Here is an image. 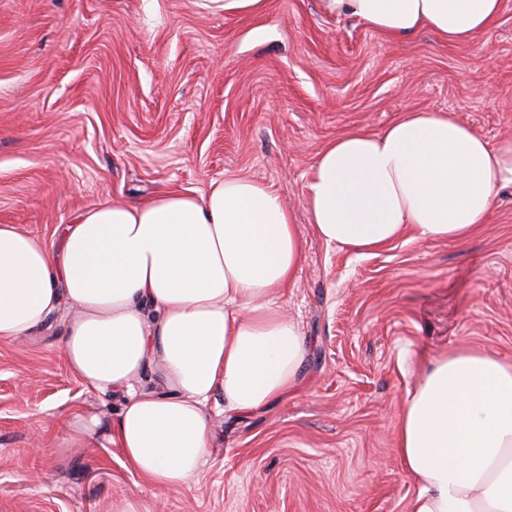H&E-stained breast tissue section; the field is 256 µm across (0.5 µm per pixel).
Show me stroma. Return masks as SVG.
Returning <instances> with one entry per match:
<instances>
[{
	"label": "stroma",
	"instance_id": "35a3bbf8",
	"mask_svg": "<svg viewBox=\"0 0 512 512\" xmlns=\"http://www.w3.org/2000/svg\"><path fill=\"white\" fill-rule=\"evenodd\" d=\"M437 109L512 137V0L462 44L390 41L319 0L257 16L220 0H0V224L55 248L94 204L250 175L303 239L286 305L306 347L282 399L235 414L214 395L202 473L162 490L102 436L63 447L72 414L105 425L121 398L69 372V308L29 342L0 340V512H406L394 422L424 359L479 346L512 360V183L467 241L371 253L319 239L305 200L326 142Z\"/></svg>",
	"mask_w": 512,
	"mask_h": 512
}]
</instances>
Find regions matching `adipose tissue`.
Listing matches in <instances>:
<instances>
[{"label": "adipose tissue", "mask_w": 512, "mask_h": 512, "mask_svg": "<svg viewBox=\"0 0 512 512\" xmlns=\"http://www.w3.org/2000/svg\"><path fill=\"white\" fill-rule=\"evenodd\" d=\"M400 40L427 28L464 43L490 30L501 0H320ZM512 139L491 144L455 113H402L354 128L318 153L308 221L354 252L401 237L462 241L506 182ZM304 260L279 196L246 175L205 194L107 201L64 225L59 248L0 224V339L35 336L61 305L69 371L126 397L105 429L125 465L154 487L188 486L210 448L207 405L246 413L296 384L305 341L281 304ZM155 367L160 389L139 382ZM395 452L416 490L407 512H512V361L477 349L431 359L395 425Z\"/></svg>", "instance_id": "obj_1"}]
</instances>
